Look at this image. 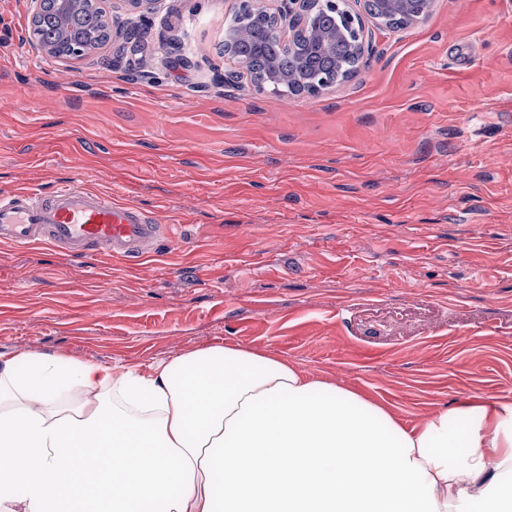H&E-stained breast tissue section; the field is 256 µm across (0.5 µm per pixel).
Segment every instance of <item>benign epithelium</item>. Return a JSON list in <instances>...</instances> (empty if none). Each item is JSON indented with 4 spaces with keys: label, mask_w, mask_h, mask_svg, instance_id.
<instances>
[{
    "label": "benign epithelium",
    "mask_w": 512,
    "mask_h": 512,
    "mask_svg": "<svg viewBox=\"0 0 512 512\" xmlns=\"http://www.w3.org/2000/svg\"><path fill=\"white\" fill-rule=\"evenodd\" d=\"M104 0H56L57 27L60 39L70 38L73 30V20L87 4L92 5L106 23L107 32H112L113 17L100 7ZM155 0H112V5L119 7L128 15L145 17ZM350 0H281L279 12H269L261 0H240L238 12L244 17L241 24L225 31L224 55H232L237 43L248 40L259 28L275 38L281 39L285 30L291 32L288 43H294L302 36L307 40L310 49L322 52H332L336 44L346 43L349 52L362 59L366 36L364 26L357 14L348 6ZM422 0H376L377 13L374 18L386 28L399 23L403 26L417 25L427 18V13L421 8ZM339 16L340 22L331 26H322L317 21V13ZM38 51L54 60H74L90 56L101 49V46L88 48L82 44H73L67 55H58L57 46L50 43L36 42ZM298 80V72L289 73L271 61L267 69L254 78L255 85L261 90H276L288 86ZM344 81L341 72L333 74H315L301 82L296 87L299 93H319Z\"/></svg>",
    "instance_id": "1"
}]
</instances>
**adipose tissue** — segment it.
<instances>
[{"instance_id": "obj_1", "label": "adipose tissue", "mask_w": 512, "mask_h": 512, "mask_svg": "<svg viewBox=\"0 0 512 512\" xmlns=\"http://www.w3.org/2000/svg\"><path fill=\"white\" fill-rule=\"evenodd\" d=\"M0 512H512V399L408 427L241 346L0 354Z\"/></svg>"}]
</instances>
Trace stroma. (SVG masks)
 <instances>
[{
  "label": "stroma",
  "mask_w": 512,
  "mask_h": 512,
  "mask_svg": "<svg viewBox=\"0 0 512 512\" xmlns=\"http://www.w3.org/2000/svg\"><path fill=\"white\" fill-rule=\"evenodd\" d=\"M355 77L258 91L238 0H159L55 61L0 0V193L71 182L159 215L140 265L0 241V353L139 371L210 346L287 358L400 421L512 399V0H434Z\"/></svg>",
  "instance_id": "obj_1"
}]
</instances>
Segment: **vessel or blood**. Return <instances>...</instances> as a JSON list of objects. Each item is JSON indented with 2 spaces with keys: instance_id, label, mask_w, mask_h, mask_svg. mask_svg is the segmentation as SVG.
I'll return each mask as SVG.
<instances>
[{
  "instance_id": "b4317fda",
  "label": "vessel or blood",
  "mask_w": 512,
  "mask_h": 512,
  "mask_svg": "<svg viewBox=\"0 0 512 512\" xmlns=\"http://www.w3.org/2000/svg\"><path fill=\"white\" fill-rule=\"evenodd\" d=\"M169 225L154 213L111 197L62 184L48 194L0 195V240L46 242L68 255L103 253L136 264L169 239Z\"/></svg>"
}]
</instances>
